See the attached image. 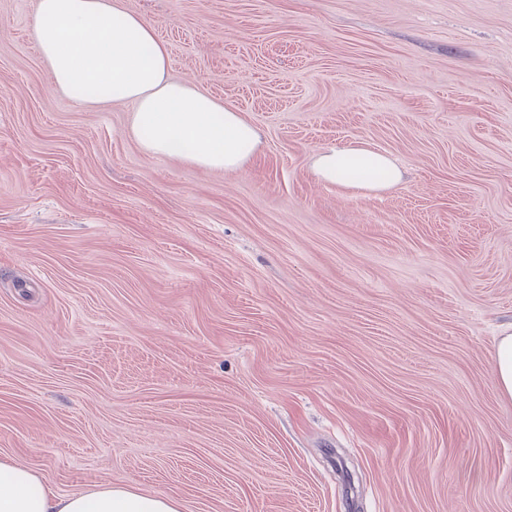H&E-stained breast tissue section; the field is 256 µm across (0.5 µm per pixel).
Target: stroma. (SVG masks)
Returning <instances> with one entry per match:
<instances>
[{
    "instance_id": "obj_1",
    "label": "stroma",
    "mask_w": 512,
    "mask_h": 512,
    "mask_svg": "<svg viewBox=\"0 0 512 512\" xmlns=\"http://www.w3.org/2000/svg\"><path fill=\"white\" fill-rule=\"evenodd\" d=\"M235 172L56 91L0 0V456L184 512H512V0H124ZM365 143L401 184L320 183ZM495 382L499 396L512 400V326L502 330L496 342Z\"/></svg>"
}]
</instances>
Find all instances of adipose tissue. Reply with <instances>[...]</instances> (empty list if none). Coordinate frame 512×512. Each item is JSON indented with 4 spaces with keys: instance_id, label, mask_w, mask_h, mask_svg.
I'll return each mask as SVG.
<instances>
[{
    "instance_id": "ef3b65f1",
    "label": "adipose tissue",
    "mask_w": 512,
    "mask_h": 512,
    "mask_svg": "<svg viewBox=\"0 0 512 512\" xmlns=\"http://www.w3.org/2000/svg\"><path fill=\"white\" fill-rule=\"evenodd\" d=\"M33 38L55 88L76 102L132 104L129 131L148 154L233 172L260 143L258 129L207 92L168 77L169 54L148 21L123 0H35ZM322 183L366 194L401 183L403 171L367 146L316 154ZM0 512H181L177 496L99 483L61 495L32 469L0 457Z\"/></svg>"
}]
</instances>
